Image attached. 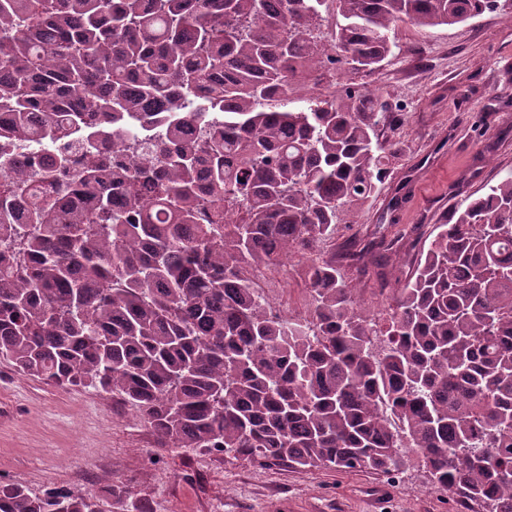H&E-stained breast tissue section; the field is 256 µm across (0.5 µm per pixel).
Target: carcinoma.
<instances>
[{
	"instance_id": "obj_1",
	"label": "carcinoma",
	"mask_w": 512,
	"mask_h": 512,
	"mask_svg": "<svg viewBox=\"0 0 512 512\" xmlns=\"http://www.w3.org/2000/svg\"><path fill=\"white\" fill-rule=\"evenodd\" d=\"M336 56L314 36L327 5ZM500 0H0V131L56 154L0 188V358L61 389L120 397L161 448L295 469L397 470L477 512H512V174L421 248L384 326L334 260L315 304L271 312L256 272L334 238L403 148L379 95L294 104L326 64L372 70L401 23L455 25ZM203 137L187 139L188 126ZM241 211L200 222L204 207ZM25 223H13L17 211ZM369 247L341 252L362 270ZM0 512H145L129 486L0 485Z\"/></svg>"
}]
</instances>
